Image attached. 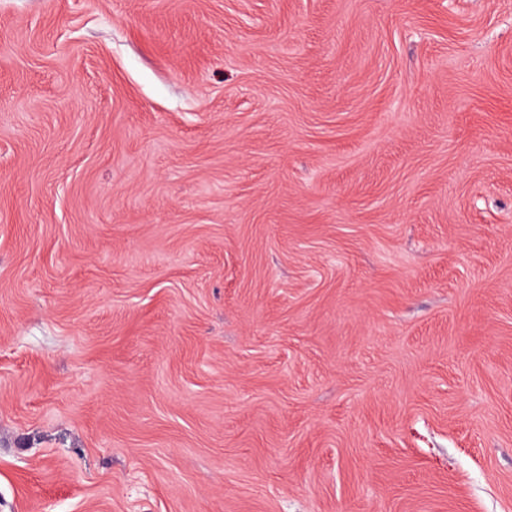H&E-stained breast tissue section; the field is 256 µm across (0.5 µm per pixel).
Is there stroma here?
<instances>
[{"label":"stroma","instance_id":"35a3bbf8","mask_svg":"<svg viewBox=\"0 0 512 512\" xmlns=\"http://www.w3.org/2000/svg\"><path fill=\"white\" fill-rule=\"evenodd\" d=\"M0 512H512V0H0Z\"/></svg>","mask_w":512,"mask_h":512}]
</instances>
